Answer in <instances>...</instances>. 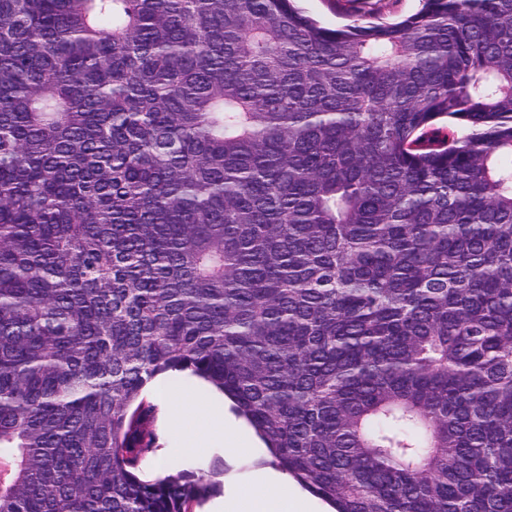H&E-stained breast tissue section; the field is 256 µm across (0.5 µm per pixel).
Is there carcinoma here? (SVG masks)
I'll list each match as a JSON object with an SVG mask.
<instances>
[{
  "mask_svg": "<svg viewBox=\"0 0 512 512\" xmlns=\"http://www.w3.org/2000/svg\"><path fill=\"white\" fill-rule=\"evenodd\" d=\"M0 0V512H194L158 374L335 512H512V0ZM298 6L325 26L333 27L344 21L341 16L334 14V10L323 0H302L298 2Z\"/></svg>",
  "mask_w": 512,
  "mask_h": 512,
  "instance_id": "carcinoma-1",
  "label": "carcinoma"
}]
</instances>
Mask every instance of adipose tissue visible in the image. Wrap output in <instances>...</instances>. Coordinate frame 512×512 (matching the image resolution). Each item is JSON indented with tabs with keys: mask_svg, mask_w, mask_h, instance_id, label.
I'll return each mask as SVG.
<instances>
[{
	"mask_svg": "<svg viewBox=\"0 0 512 512\" xmlns=\"http://www.w3.org/2000/svg\"><path fill=\"white\" fill-rule=\"evenodd\" d=\"M148 388L165 417L170 438L177 441L184 454H201L211 440L221 441L235 455L253 451V440L241 436L226 413L215 411L214 405L220 398L217 390L199 387L173 392L160 375ZM273 482V488L265 490L239 483L234 475H224L223 512H307L304 497L287 473L274 474Z\"/></svg>",
	"mask_w": 512,
	"mask_h": 512,
	"instance_id": "ef3b65f1",
	"label": "adipose tissue"
}]
</instances>
